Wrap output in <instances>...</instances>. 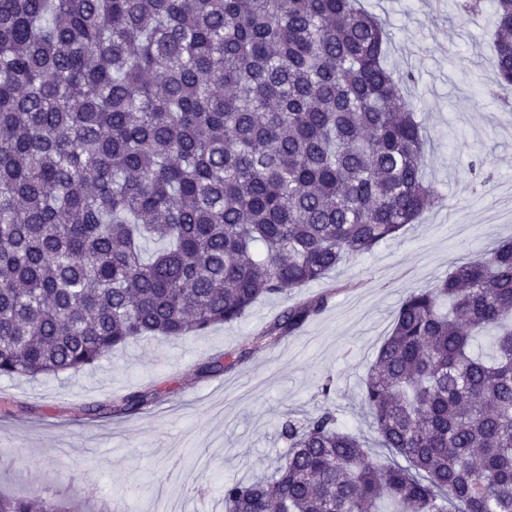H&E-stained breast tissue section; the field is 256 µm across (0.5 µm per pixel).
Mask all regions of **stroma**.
Instances as JSON below:
<instances>
[{"mask_svg":"<svg viewBox=\"0 0 512 512\" xmlns=\"http://www.w3.org/2000/svg\"><path fill=\"white\" fill-rule=\"evenodd\" d=\"M391 32L387 62L411 74L404 88L426 137L425 177L438 204L419 223L323 280L259 301L245 319L204 334L115 349L78 375L0 377V494L38 495L113 512L161 495L181 512H224V479L269 480L287 444L282 422L330 408L344 429L373 441L363 380L407 291L429 288L456 263L512 237L495 219L512 199V107L492 96L495 18L462 22L455 0H364ZM484 174L468 172L475 157ZM328 307L291 335L260 344L231 371L211 358L236 354L274 317L321 293ZM158 389L159 402L117 417L113 400Z\"/></svg>","mask_w":512,"mask_h":512,"instance_id":"1","label":"stroma"}]
</instances>
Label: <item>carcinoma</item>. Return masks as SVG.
<instances>
[{"mask_svg": "<svg viewBox=\"0 0 512 512\" xmlns=\"http://www.w3.org/2000/svg\"><path fill=\"white\" fill-rule=\"evenodd\" d=\"M490 3L507 101L512 0ZM389 40L361 0H0V377L237 322L417 223L438 194ZM363 395L397 461L328 409L290 419L277 477L224 480L228 512H512V239L406 293Z\"/></svg>", "mask_w": 512, "mask_h": 512, "instance_id": "1", "label": "carcinoma"}]
</instances>
